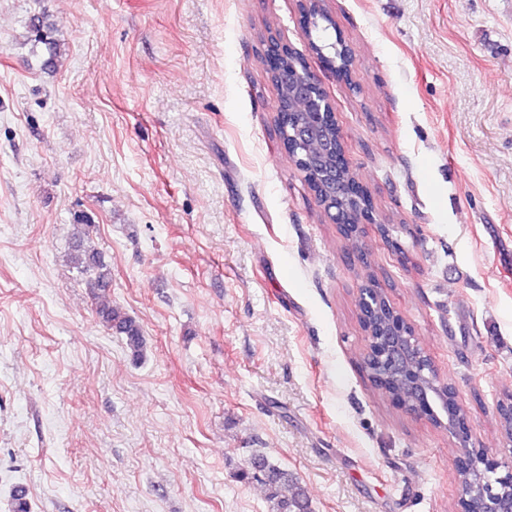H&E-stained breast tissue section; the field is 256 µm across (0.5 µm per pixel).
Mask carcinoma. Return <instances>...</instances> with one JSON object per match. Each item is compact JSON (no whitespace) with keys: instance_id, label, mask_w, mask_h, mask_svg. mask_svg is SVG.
<instances>
[{"instance_id":"obj_1","label":"carcinoma","mask_w":512,"mask_h":512,"mask_svg":"<svg viewBox=\"0 0 512 512\" xmlns=\"http://www.w3.org/2000/svg\"><path fill=\"white\" fill-rule=\"evenodd\" d=\"M278 97L288 109V123L299 122L317 127L320 133L306 140L296 153L307 160L300 168L305 181L317 196L332 198L343 217L351 222L343 232L345 250L361 263V285L357 297L360 313L370 316L375 330L393 328L400 319L392 310L383 288L369 273L370 262L364 247L365 231L359 229L356 220L359 203L351 202L352 189L358 180L355 171L338 158V139L341 128L328 118L316 116L304 99L288 91L286 82L277 84ZM77 233L71 242V263L83 277L88 294L95 304V313L101 323L123 337L126 348L134 361L143 358L145 336L139 322L122 308L112 304V264L106 255L91 245L93 225L81 219L75 224ZM422 373L408 371L396 374L388 380L387 389L395 406L407 407L413 403V386L421 381ZM499 426L503 437L512 443V393L498 401ZM242 480L256 479L264 484L272 512H311L305 487L296 475L269 461L264 455L251 458L246 469L239 473Z\"/></svg>"}]
</instances>
